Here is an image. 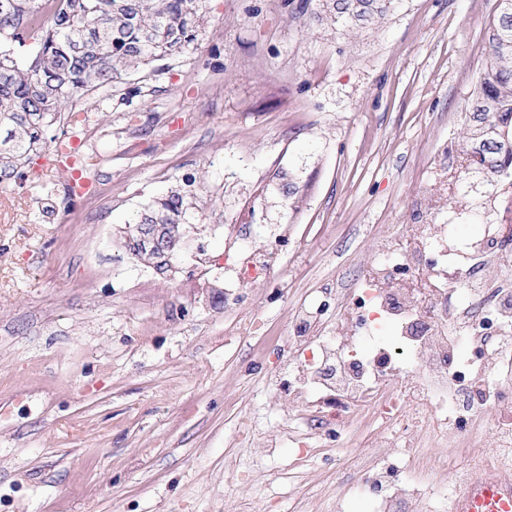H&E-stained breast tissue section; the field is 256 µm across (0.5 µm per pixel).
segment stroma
<instances>
[{
	"instance_id": "stroma-1",
	"label": "stroma",
	"mask_w": 512,
	"mask_h": 512,
	"mask_svg": "<svg viewBox=\"0 0 512 512\" xmlns=\"http://www.w3.org/2000/svg\"><path fill=\"white\" fill-rule=\"evenodd\" d=\"M497 18L396 0L322 28L305 0H205L137 95L81 102L102 134L75 167L0 182V512H336L349 471L287 472L292 313L357 287L401 225L446 221ZM178 186L203 222L164 278L115 238ZM229 224L254 225L248 252L291 227L267 280L238 288Z\"/></svg>"
}]
</instances>
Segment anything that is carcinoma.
Masks as SVG:
<instances>
[{
    "label": "carcinoma",
    "instance_id": "1",
    "mask_svg": "<svg viewBox=\"0 0 512 512\" xmlns=\"http://www.w3.org/2000/svg\"><path fill=\"white\" fill-rule=\"evenodd\" d=\"M37 39L34 61L19 67L14 52L0 49V125L10 126L0 141V165L16 173L46 140L55 115L79 93L109 91L134 74L150 76L151 65L182 53L196 39L204 0H59ZM394 0H316V10L338 25L381 20ZM38 0H0V32L23 47L28 33L20 20ZM499 17L489 32L487 64L474 89L473 120L461 147L467 164L459 176L468 188L474 173L487 190L512 174V0H498ZM193 203L170 190L132 218L127 234L144 224L168 225V251L141 249L130 254L158 275L171 270L189 229Z\"/></svg>",
    "mask_w": 512,
    "mask_h": 512
}]
</instances>
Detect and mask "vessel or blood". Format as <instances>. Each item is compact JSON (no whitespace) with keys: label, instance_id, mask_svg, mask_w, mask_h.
Masks as SVG:
<instances>
[{"label":"vessel or blood","instance_id":"b4317fda","mask_svg":"<svg viewBox=\"0 0 512 512\" xmlns=\"http://www.w3.org/2000/svg\"><path fill=\"white\" fill-rule=\"evenodd\" d=\"M450 512H512V478L491 468L474 473L455 492Z\"/></svg>","mask_w":512,"mask_h":512}]
</instances>
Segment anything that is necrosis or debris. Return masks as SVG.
Masks as SVG:
<instances>
[{
    "label": "necrosis or debris",
    "mask_w": 512,
    "mask_h": 512,
    "mask_svg": "<svg viewBox=\"0 0 512 512\" xmlns=\"http://www.w3.org/2000/svg\"><path fill=\"white\" fill-rule=\"evenodd\" d=\"M480 201L498 218L479 238L451 239L453 223L467 215L460 207H449L444 224L403 225L398 242H381L364 287L292 315L294 354L277 385L298 423L289 433L291 463L330 459L351 419H376L378 435L349 464L373 512H447L451 488L405 479L420 435L439 444L453 434L465 444L456 467L428 462L455 478L512 447V419L497 425L491 444L474 438L478 419L512 409V277L479 276L506 253L512 230L497 195ZM386 326L392 337L382 336Z\"/></svg>",
    "instance_id": "1"
}]
</instances>
